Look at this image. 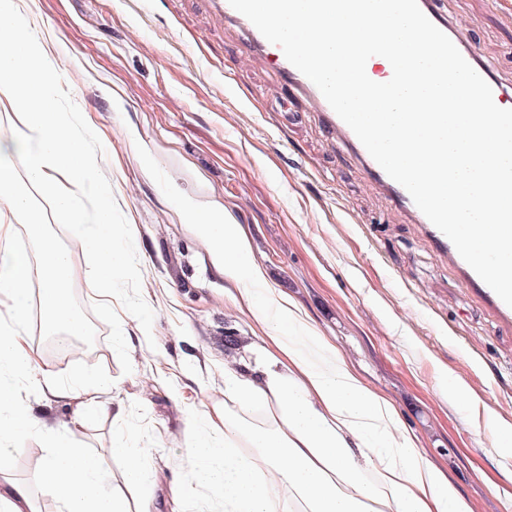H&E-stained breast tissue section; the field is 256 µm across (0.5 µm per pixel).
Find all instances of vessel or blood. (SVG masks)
Returning <instances> with one entry per match:
<instances>
[{"mask_svg":"<svg viewBox=\"0 0 512 512\" xmlns=\"http://www.w3.org/2000/svg\"><path fill=\"white\" fill-rule=\"evenodd\" d=\"M208 2L217 17L242 25L249 48L262 53L266 59H269L280 81L287 86L290 103L298 104L300 109L316 113L321 118L326 133L331 138L343 142L359 157L369 179L389 196L392 203L407 211L415 224H418L420 229L451 260H459L460 255L452 242L419 210L408 192L391 179L371 157L351 128L334 112L319 89L287 61L282 49L268 42L245 16L230 6L228 0H208ZM418 5L428 19L450 38L466 61L491 86L496 105L502 108L507 107L508 103L512 102V92L504 88L494 77L491 69L480 62L473 44L456 30L447 15L439 11L436 0H418ZM462 271L467 281L478 289L500 316L512 319V307L507 306L470 266H463Z\"/></svg>","mask_w":512,"mask_h":512,"instance_id":"1","label":"vessel or blood"}]
</instances>
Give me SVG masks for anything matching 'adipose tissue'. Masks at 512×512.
<instances>
[{
  "label": "adipose tissue",
  "instance_id": "obj_1",
  "mask_svg": "<svg viewBox=\"0 0 512 512\" xmlns=\"http://www.w3.org/2000/svg\"><path fill=\"white\" fill-rule=\"evenodd\" d=\"M64 92L20 0H0V512H41L37 498L59 512H158L151 449L119 439L112 454L124 470L113 477L81 448L75 432L93 407L111 412L108 385L94 369L62 380L40 363L28 336L27 301L37 293L49 334L86 332L70 286L85 280L100 296L119 295L132 271L128 233L112 222V188L97 175L86 132L57 109ZM28 190H20L19 180ZM48 198L69 224L86 257L69 250L32 219L31 191ZM184 223L211 245L224 276L238 284L237 306L263 333L266 363L224 367L231 411L204 417L190 430L192 482L187 501L206 491L224 512H472L466 496L421 451L397 408L371 389L336 347L301 320L297 307L267 286L250 241L225 208L191 199L178 203ZM26 226L30 249L15 244ZM76 406L70 427L48 426L33 411L31 391ZM39 436L47 453L32 481L12 473L19 448Z\"/></svg>",
  "mask_w": 512,
  "mask_h": 512
}]
</instances>
